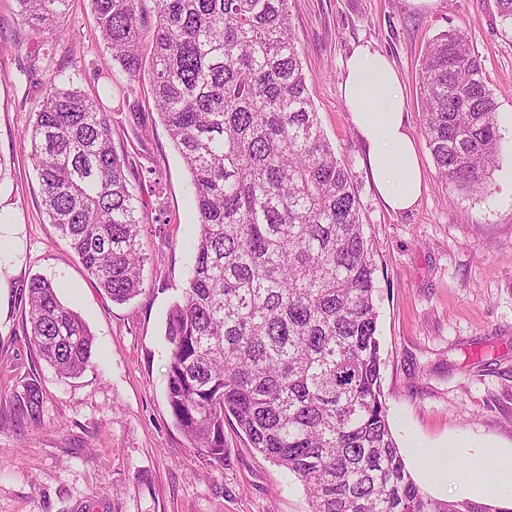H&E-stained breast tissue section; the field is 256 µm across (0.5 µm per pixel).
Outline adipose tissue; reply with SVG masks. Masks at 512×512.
Wrapping results in <instances>:
<instances>
[{"label":"adipose tissue","instance_id":"ef3b65f1","mask_svg":"<svg viewBox=\"0 0 512 512\" xmlns=\"http://www.w3.org/2000/svg\"><path fill=\"white\" fill-rule=\"evenodd\" d=\"M341 92L352 123L365 142V165L385 206L394 212L415 208L424 174L406 119L405 96L390 61L373 46L356 48L345 64ZM489 463L488 475L468 474L466 490L485 503L512 512V448L488 449L459 442L445 448H415L412 458L425 478L453 475L461 454Z\"/></svg>","mask_w":512,"mask_h":512}]
</instances>
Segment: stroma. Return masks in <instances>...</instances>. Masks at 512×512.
<instances>
[{"mask_svg": "<svg viewBox=\"0 0 512 512\" xmlns=\"http://www.w3.org/2000/svg\"><path fill=\"white\" fill-rule=\"evenodd\" d=\"M310 95L336 157L349 169L377 264L381 387L400 448L447 446L459 438L512 448V29L495 0H289ZM61 35L44 32L54 62L89 94L107 56L91 0H71ZM461 30L483 60L498 102L502 153L479 191L452 189L423 134L420 59L439 32ZM369 42L397 70L425 189L410 212L387 210L363 164L365 147L340 91L344 63ZM16 0H0V512H311L303 484L224 422L227 457L198 461L166 398L170 346L165 320L180 300L198 234L190 175L172 145L147 80L112 68L122 109L114 142L137 170L146 209L143 290L112 302L48 224L22 133L40 97L42 72ZM40 275L90 330L96 358L63 379L28 343L27 284ZM36 379L38 417L17 394Z\"/></svg>", "mask_w": 512, "mask_h": 512, "instance_id": "obj_1", "label": "stroma"}]
</instances>
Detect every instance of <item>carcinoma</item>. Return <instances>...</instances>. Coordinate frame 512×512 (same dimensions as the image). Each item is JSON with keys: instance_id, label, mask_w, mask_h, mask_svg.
Here are the masks:
<instances>
[{"instance_id": "obj_1", "label": "carcinoma", "mask_w": 512, "mask_h": 512, "mask_svg": "<svg viewBox=\"0 0 512 512\" xmlns=\"http://www.w3.org/2000/svg\"><path fill=\"white\" fill-rule=\"evenodd\" d=\"M39 34L69 0H16ZM113 62L152 99L194 188L199 236L182 299L166 318L167 399L194 455L224 467V419L303 483L312 512H512L437 500L395 444L381 391L377 265L351 176L310 99L289 0H91ZM23 133L42 205L89 278L112 301L142 292L144 204L114 135L120 109L46 64ZM423 133L457 190L487 185L501 152L498 103L458 29L435 35L420 68ZM25 336L62 377L94 340L55 285H28ZM35 418L37 381L23 385Z\"/></svg>"}]
</instances>
